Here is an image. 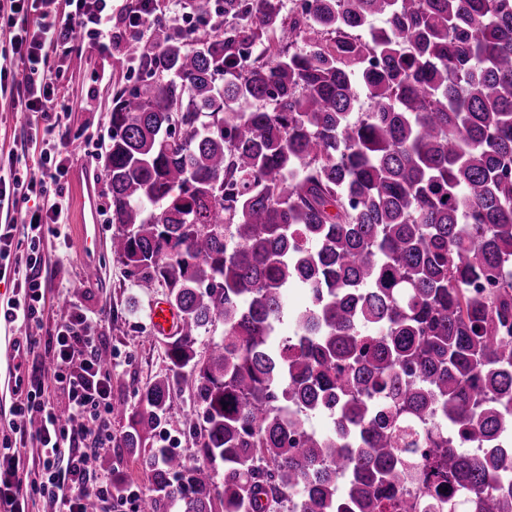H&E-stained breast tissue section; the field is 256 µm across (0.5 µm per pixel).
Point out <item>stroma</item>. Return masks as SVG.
<instances>
[{"label":"stroma","instance_id":"stroma-1","mask_svg":"<svg viewBox=\"0 0 512 512\" xmlns=\"http://www.w3.org/2000/svg\"><path fill=\"white\" fill-rule=\"evenodd\" d=\"M55 76L51 111L68 113L59 130L69 143L71 157L61 183L68 196L67 218L51 225L40 245L52 275L45 294L43 322L32 330L0 323V443L12 438L10 406L13 394L8 382L13 372L11 342L25 333L48 338L55 326L72 310L93 315L105 313L99 347L112 356V400L134 406L135 390L168 375L165 336L155 332L150 308L165 300L161 285L140 287L126 267L112 255V236L108 181L104 151L108 142L112 97L121 86L134 82L140 74L137 62L127 59L123 49L99 52L83 40L58 50L50 59ZM35 113L25 111L10 96L0 97V157L12 155L19 164L35 166L39 157L34 149H22L27 126ZM96 227L94 248L84 250L76 232L77 225ZM94 262L99 273L85 275L86 262ZM193 403L188 397L174 400L154 430L155 437H166L169 445L189 463H200L195 439L184 427Z\"/></svg>","mask_w":512,"mask_h":512}]
</instances>
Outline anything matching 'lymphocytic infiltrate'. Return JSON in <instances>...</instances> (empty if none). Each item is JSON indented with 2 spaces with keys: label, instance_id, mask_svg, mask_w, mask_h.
<instances>
[{
  "label": "lymphocytic infiltrate",
  "instance_id": "lymphocytic-infiltrate-1",
  "mask_svg": "<svg viewBox=\"0 0 512 512\" xmlns=\"http://www.w3.org/2000/svg\"><path fill=\"white\" fill-rule=\"evenodd\" d=\"M0 13L14 22L11 39L16 55L28 64V73L17 76L0 66V91L16 95L27 111L41 113L42 136L28 142L39 150L37 170L23 174L0 173V209H16L18 201L41 199L42 207L25 212L20 224H0V279L13 277L21 296L0 318L25 327L40 324L42 300L48 279L38 252L45 227L62 223L68 208L62 193H49L66 172L69 155L56 136L63 113L47 104L51 86L40 78L51 52L72 43L82 32L100 51L127 43L129 34L150 31L158 18L157 0H136L126 13V25L112 24V0H75L70 11H58L55 0H0ZM24 228L25 241H17L16 228ZM97 326L81 313L59 322L50 339L52 367L31 375L15 391L12 416L21 446L39 450L37 474H30L20 450L0 453V512H31L34 496L49 502L52 512H86L96 501L97 512H122L126 500L142 498L145 483L132 484L127 493L112 489L111 473L101 471L99 457L111 452L112 371L96 347ZM59 390L64 407L46 400L47 389Z\"/></svg>",
  "mask_w": 512,
  "mask_h": 512
}]
</instances>
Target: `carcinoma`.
Instances as JSON below:
<instances>
[{
	"label": "carcinoma",
	"mask_w": 512,
	"mask_h": 512,
	"mask_svg": "<svg viewBox=\"0 0 512 512\" xmlns=\"http://www.w3.org/2000/svg\"><path fill=\"white\" fill-rule=\"evenodd\" d=\"M237 15L156 22L112 100V254L180 315L113 449L140 461V507L512 512V0ZM290 288L308 303L281 337ZM185 393L201 465L146 447ZM211 12L207 15H195L193 22L198 28H219L220 32L224 31L232 23L238 21L235 10L231 7V1L212 0Z\"/></svg>",
	"instance_id": "carcinoma-1"
}]
</instances>
